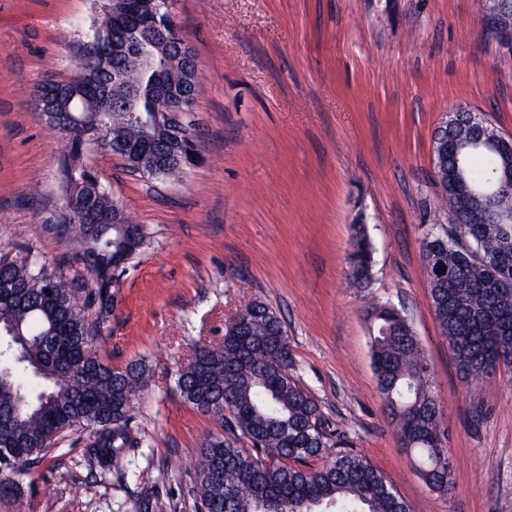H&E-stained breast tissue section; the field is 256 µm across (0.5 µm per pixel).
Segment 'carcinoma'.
Here are the masks:
<instances>
[{
  "label": "carcinoma",
  "mask_w": 512,
  "mask_h": 512,
  "mask_svg": "<svg viewBox=\"0 0 512 512\" xmlns=\"http://www.w3.org/2000/svg\"><path fill=\"white\" fill-rule=\"evenodd\" d=\"M100 18L85 31L83 51L65 80H45L38 109L67 132L59 166L62 236L77 249L86 276L67 277L30 253L0 255V468L12 457L30 461L62 428L91 427L92 455L103 468L134 447L128 428L133 398L148 387L146 366L114 367L99 353L112 316L119 276L149 244L90 161L113 141L137 142L141 129L127 113L166 124L163 91L174 94L170 112H190L191 49L179 54L152 41L157 20L171 38L183 36L166 0H101ZM183 140L159 135L130 164L149 179L171 181L194 166ZM512 164V156L464 145L462 176L474 185ZM85 201L105 216L99 227L73 219L68 209ZM451 222L434 224L422 258L435 319L461 378L471 385L501 363L512 364V224H485L465 194L444 190ZM349 276L360 288L372 279L373 255L366 225H354ZM254 334L265 340L241 348L225 323L224 344L201 349L204 363L178 369L177 390L202 414L220 422L228 437L202 443L194 464V494L201 512H410L383 473L352 448L317 468L341 433L332 429L313 397L290 375L293 364L281 315L262 301L246 307ZM377 387L416 474L434 491L448 492L452 462L443 410L432 389L430 367L404 309L387 301L368 312ZM245 439L249 448L237 447Z\"/></svg>",
  "instance_id": "carcinoma-1"
}]
</instances>
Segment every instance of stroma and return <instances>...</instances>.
<instances>
[{"label":"stroma","instance_id":"stroma-1","mask_svg":"<svg viewBox=\"0 0 512 512\" xmlns=\"http://www.w3.org/2000/svg\"><path fill=\"white\" fill-rule=\"evenodd\" d=\"M200 83L187 118L201 161L176 184L98 151L104 183L150 236L119 282L101 354L151 372L129 427L138 445L99 468L89 429L58 433L24 473H0V512H198L192 463L220 423L185 403L176 359L224 339L254 300L285 322L292 376L411 512H512V365L476 392L456 369L428 298L426 230L448 221L434 137L450 112L512 136V42L483 0H173ZM92 0H0V252L81 272L53 229L64 134L35 105L70 75ZM40 199H33V191ZM374 247L349 281L353 226ZM404 305L444 412L451 488L416 475L377 389L371 304Z\"/></svg>","mask_w":512,"mask_h":512}]
</instances>
